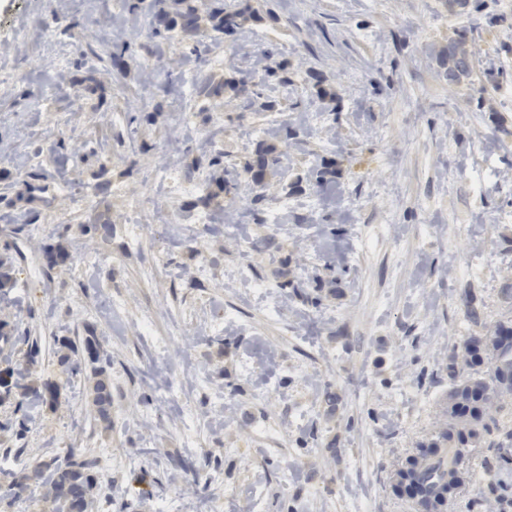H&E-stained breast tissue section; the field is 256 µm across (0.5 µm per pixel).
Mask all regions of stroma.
Returning <instances> with one entry per match:
<instances>
[{"mask_svg":"<svg viewBox=\"0 0 512 512\" xmlns=\"http://www.w3.org/2000/svg\"><path fill=\"white\" fill-rule=\"evenodd\" d=\"M249 5L247 40L204 16L194 56L113 0H0V369L59 391L0 404L10 512H42L35 472L71 448L94 462L93 512H417L393 487L448 426V369L512 321V0ZM462 36L474 68L452 82ZM115 45L118 77L96 57ZM247 52L288 66L275 110L211 93ZM260 142L281 162L256 186ZM218 153L235 195L204 208L158 181L170 162L205 186ZM47 245L68 260L47 268ZM87 336L106 422L88 368L58 363V339ZM487 422L448 512H512L488 476L512 393Z\"/></svg>","mask_w":512,"mask_h":512,"instance_id":"1","label":"stroma"}]
</instances>
